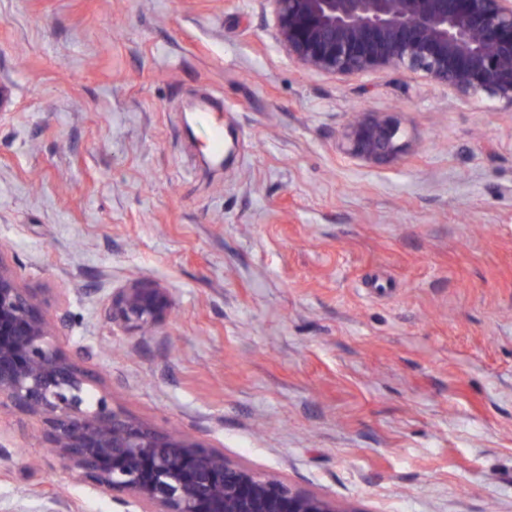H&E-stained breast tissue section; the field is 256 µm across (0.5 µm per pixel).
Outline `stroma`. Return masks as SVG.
I'll use <instances>...</instances> for the list:
<instances>
[{
	"mask_svg": "<svg viewBox=\"0 0 512 512\" xmlns=\"http://www.w3.org/2000/svg\"><path fill=\"white\" fill-rule=\"evenodd\" d=\"M212 105L232 158L211 164ZM400 113L395 165L344 157ZM0 260L114 406L356 512H512V112L332 76L261 0H0ZM170 288L127 336L113 289ZM127 512L0 407V512ZM338 147L347 157L370 165H389L410 148L397 112H354L341 132ZM172 307L170 289L149 277H139L112 290L105 314L113 329L131 336H145L166 324Z\"/></svg>",
	"mask_w": 512,
	"mask_h": 512,
	"instance_id": "obj_1",
	"label": "stroma"
}]
</instances>
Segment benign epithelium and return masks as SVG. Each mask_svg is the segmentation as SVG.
<instances>
[{
	"mask_svg": "<svg viewBox=\"0 0 512 512\" xmlns=\"http://www.w3.org/2000/svg\"><path fill=\"white\" fill-rule=\"evenodd\" d=\"M280 50L299 68L353 76L422 74L463 99L512 111V0H261ZM338 147L389 165L410 148L397 112H354ZM0 260V401L40 421L54 454L134 512H359L235 463L188 435L127 415L61 354L60 320ZM170 289L149 277L112 290L106 319L131 336L155 333L171 315ZM57 496L37 512H65Z\"/></svg>",
	"mask_w": 512,
	"mask_h": 512,
	"instance_id": "7a95c632",
	"label": "benign epithelium"
}]
</instances>
